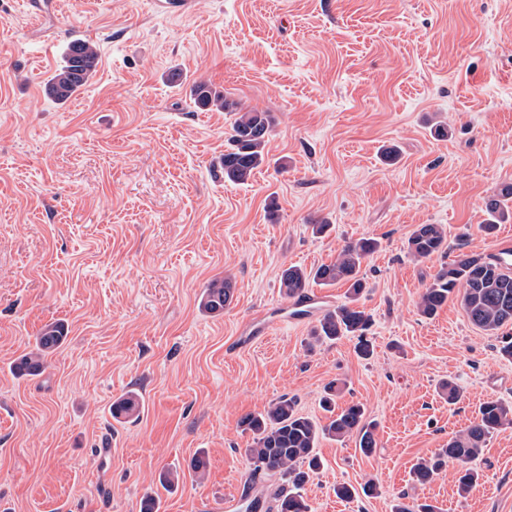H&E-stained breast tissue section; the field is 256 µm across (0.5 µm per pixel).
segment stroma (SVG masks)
<instances>
[{
    "mask_svg": "<svg viewBox=\"0 0 512 512\" xmlns=\"http://www.w3.org/2000/svg\"><path fill=\"white\" fill-rule=\"evenodd\" d=\"M56 2L37 22L23 0H0V512H140L149 492L159 512H195L260 495L274 480L250 481L242 418L286 396L327 423L333 381L337 407L361 404L375 423L376 448L321 439L302 490L312 512H392L402 497L512 512V424L487 438L469 494L459 466L424 484L412 474L483 402L512 404L501 336L455 297L433 317L417 310L442 265L512 237V217L478 229L512 184V0H194L177 17L151 0ZM76 29L99 62L61 102L45 85ZM175 69L185 85L169 83ZM195 80L272 115L268 162L249 184L218 171L233 115L196 109ZM390 145L392 164L380 157ZM419 224L446 227L444 253L408 256ZM361 237L379 242L357 301L372 318L367 359L353 338L316 344L313 321L289 323L279 282ZM221 277L230 304L200 311ZM262 312L276 329L237 347ZM52 321L65 344L41 375L16 376ZM130 393L139 415L116 422L112 403ZM166 470L178 475L168 490ZM339 484L354 497L337 498ZM249 508H251V504H247L244 492L238 491L230 497H225L224 504L222 502H207L204 505H200L197 510L202 512H218L223 510L225 512H238L239 510Z\"/></svg>",
    "mask_w": 512,
    "mask_h": 512,
    "instance_id": "35a3bbf8",
    "label": "stroma"
}]
</instances>
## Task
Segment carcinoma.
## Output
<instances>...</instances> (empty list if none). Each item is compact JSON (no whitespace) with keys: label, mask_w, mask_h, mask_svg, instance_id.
Returning <instances> with one entry per match:
<instances>
[{"label":"carcinoma","mask_w":512,"mask_h":512,"mask_svg":"<svg viewBox=\"0 0 512 512\" xmlns=\"http://www.w3.org/2000/svg\"><path fill=\"white\" fill-rule=\"evenodd\" d=\"M97 47L89 41L79 45L69 44L64 63L48 80V96L65 101L86 85L96 72ZM190 100L201 110L234 113L227 136V147L220 165L224 179L236 184H248L266 162L265 152L272 128L268 112L245 110L238 103L228 100L206 82L194 81L189 89ZM512 200V185L504 186L497 197L486 203L488 219L479 225L480 231L491 234L497 223L509 216L507 203ZM447 230L441 224H419L407 238V252L415 260H425L443 250ZM377 248L376 240L360 238L347 241L336 258L308 272L298 266L282 270L280 286L291 297H301L314 282L320 286L334 285L340 281L349 284L352 295H359L366 287L361 267L364 260ZM452 296L460 298L469 321L489 335L512 325V273L504 271L492 256L460 253L442 267L425 288L417 303L424 317L434 316ZM232 298V282L214 279L204 289L200 298L201 310L220 314ZM371 317L364 310L343 304L327 310L318 319L313 330L316 340H335L342 336L358 339V352L363 357L372 354V345L365 332ZM63 324L45 325L36 336L34 346L27 354L14 361L12 371L18 376H37L43 369L46 356L57 350L66 340ZM139 412V402L134 396L120 398L112 403V418L119 421ZM505 424H512V405L498 400L484 402L477 420L465 431L448 441V447L428 459L419 461L413 468L416 481L433 480L448 464L464 467L459 478V492L468 494L480 480L477 461L483 453L486 439ZM242 426L254 435L253 447L247 449L249 478L256 481L265 477H278L286 486L270 494L273 504L269 512H310L305 499L298 493L320 467L316 453L321 438L336 440L356 437L360 450L370 454L376 447L375 425L364 420L360 404H351L334 413L328 423L318 422L300 414L292 399L282 398L264 412L249 414L242 419Z\"/></svg>","instance_id":"cac0c4a2"}]
</instances>
